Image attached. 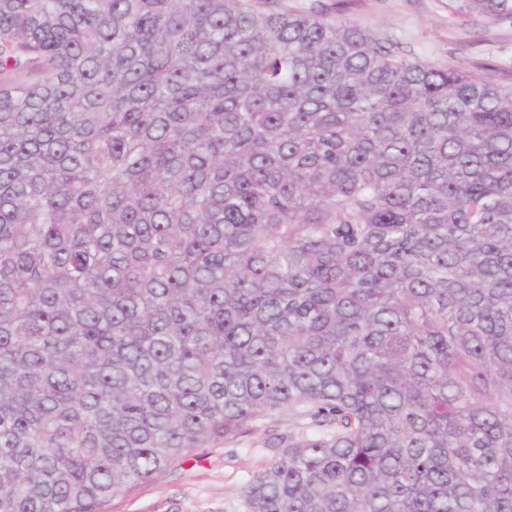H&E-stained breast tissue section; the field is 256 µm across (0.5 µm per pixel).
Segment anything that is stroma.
<instances>
[{
  "mask_svg": "<svg viewBox=\"0 0 512 512\" xmlns=\"http://www.w3.org/2000/svg\"><path fill=\"white\" fill-rule=\"evenodd\" d=\"M267 12L312 11L350 18L392 39L413 56L442 67H464L501 85H512V22L484 27L456 15L448 0H253ZM314 421L299 411L274 414L235 438L197 448L110 512H244L242 492L284 444L310 436Z\"/></svg>",
  "mask_w": 512,
  "mask_h": 512,
  "instance_id": "obj_1",
  "label": "stroma"
}]
</instances>
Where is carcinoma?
Wrapping results in <instances>:
<instances>
[{
    "label": "carcinoma",
    "instance_id": "1",
    "mask_svg": "<svg viewBox=\"0 0 512 512\" xmlns=\"http://www.w3.org/2000/svg\"><path fill=\"white\" fill-rule=\"evenodd\" d=\"M290 408L331 430L246 512H512V86L247 0H0V512Z\"/></svg>",
    "mask_w": 512,
    "mask_h": 512
}]
</instances>
